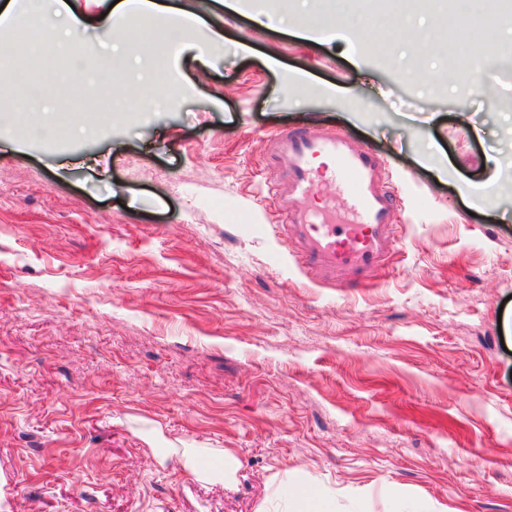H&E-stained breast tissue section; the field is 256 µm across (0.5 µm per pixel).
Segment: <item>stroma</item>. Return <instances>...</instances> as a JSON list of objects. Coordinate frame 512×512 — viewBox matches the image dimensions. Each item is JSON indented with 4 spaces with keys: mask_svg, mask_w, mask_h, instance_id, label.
I'll return each mask as SVG.
<instances>
[{
    "mask_svg": "<svg viewBox=\"0 0 512 512\" xmlns=\"http://www.w3.org/2000/svg\"><path fill=\"white\" fill-rule=\"evenodd\" d=\"M115 2L69 0L85 56L40 90L102 132L0 122V512H266L298 487L336 512H512V40L406 75L417 38L349 37L367 0L329 45L173 0L223 28L214 65L167 54L155 88L185 95L88 113L97 82L142 90L102 47ZM303 124L377 155L399 197L364 287L324 285L280 231L270 136ZM183 448L232 450L234 481ZM219 462L215 466H203L200 462L201 455L193 448H186L184 450V467L190 471L199 481H224V484L230 481L234 475V462L233 454L226 448L218 450L214 454Z\"/></svg>",
    "mask_w": 512,
    "mask_h": 512,
    "instance_id": "35a3bbf8",
    "label": "stroma"
}]
</instances>
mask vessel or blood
<instances>
[{"mask_svg":"<svg viewBox=\"0 0 512 512\" xmlns=\"http://www.w3.org/2000/svg\"><path fill=\"white\" fill-rule=\"evenodd\" d=\"M271 142L274 155L288 161L286 175L270 192L286 214L285 236L297 261L314 266L330 284L383 268L394 253L398 227L382 161L356 149L338 130L302 128L276 134ZM321 158L329 160L327 170L318 167ZM326 187L344 195L348 222L335 223L312 207Z\"/></svg>","mask_w":512,"mask_h":512,"instance_id":"b4317fda","label":"vessel or blood"}]
</instances>
